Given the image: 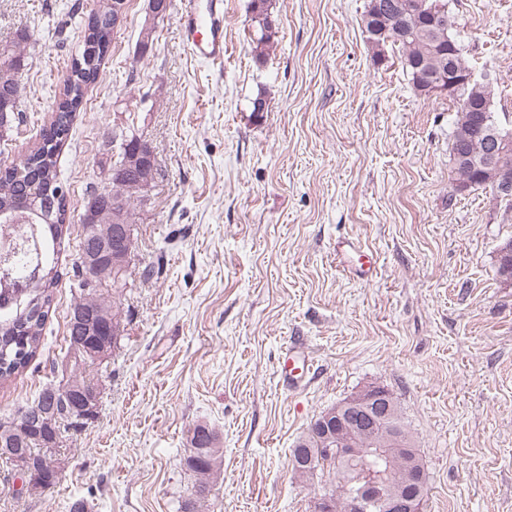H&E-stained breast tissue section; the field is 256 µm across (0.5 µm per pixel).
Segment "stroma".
<instances>
[{
  "label": "stroma",
  "mask_w": 512,
  "mask_h": 512,
  "mask_svg": "<svg viewBox=\"0 0 512 512\" xmlns=\"http://www.w3.org/2000/svg\"><path fill=\"white\" fill-rule=\"evenodd\" d=\"M251 0H224V64L192 57L179 7L140 42L147 0H128L112 49L58 157L70 225L39 353L0 383V419L59 382L81 219L104 184L113 129L133 128L156 170L134 211L135 251L111 360L83 377L96 420L69 429L55 486L31 495L0 461V512H181L194 476L188 433L213 428L220 474L207 512H313L328 476H295L322 412L368 385L398 400L422 460V512H512V288L497 251L512 210L454 190L456 109L419 95L397 52L374 49L366 0H271L279 22L251 51ZM90 0H0V43L29 36L21 115L0 164L50 122ZM452 33L512 117V0H448ZM264 97L268 109L252 102ZM376 252L369 279L336 259ZM299 344L311 371L280 376Z\"/></svg>",
  "instance_id": "stroma-1"
}]
</instances>
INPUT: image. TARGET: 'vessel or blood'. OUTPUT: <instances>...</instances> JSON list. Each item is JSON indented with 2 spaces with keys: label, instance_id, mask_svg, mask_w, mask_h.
Listing matches in <instances>:
<instances>
[{
  "label": "vessel or blood",
  "instance_id": "1",
  "mask_svg": "<svg viewBox=\"0 0 512 512\" xmlns=\"http://www.w3.org/2000/svg\"><path fill=\"white\" fill-rule=\"evenodd\" d=\"M179 35L195 58L212 65L224 62V0H183ZM311 360L308 355L289 349L283 358L281 374L288 380L302 378Z\"/></svg>",
  "mask_w": 512,
  "mask_h": 512
}]
</instances>
